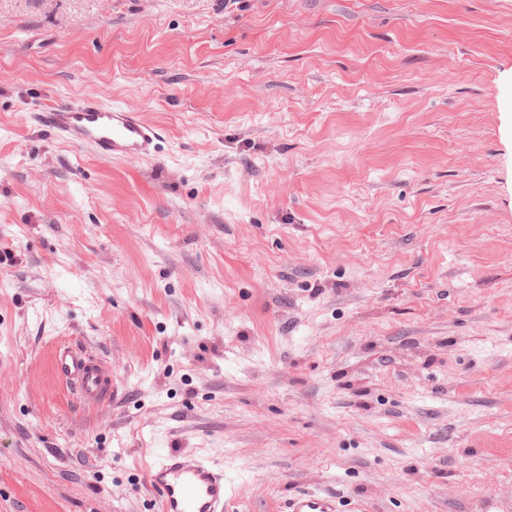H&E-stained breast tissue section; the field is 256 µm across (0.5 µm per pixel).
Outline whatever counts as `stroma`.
I'll list each match as a JSON object with an SVG mask.
<instances>
[{
    "label": "stroma",
    "mask_w": 512,
    "mask_h": 512,
    "mask_svg": "<svg viewBox=\"0 0 512 512\" xmlns=\"http://www.w3.org/2000/svg\"><path fill=\"white\" fill-rule=\"evenodd\" d=\"M165 132L99 160L28 106ZM0 512H512V0H0ZM112 363L83 408L61 340ZM161 512H223L224 469L195 453L170 452L144 470ZM285 512H340L336 496L298 493L288 498Z\"/></svg>",
    "instance_id": "1"
}]
</instances>
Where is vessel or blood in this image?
I'll use <instances>...</instances> for the list:
<instances>
[{
    "label": "vessel or blood",
    "mask_w": 512,
    "mask_h": 512,
    "mask_svg": "<svg viewBox=\"0 0 512 512\" xmlns=\"http://www.w3.org/2000/svg\"><path fill=\"white\" fill-rule=\"evenodd\" d=\"M33 120L41 130L67 143L90 147L105 161L151 158L164 141L158 127L146 124L131 110L107 105L99 96L41 104ZM52 369L86 409L111 405L117 396L111 364L79 345L62 346ZM144 479L159 497L160 512H224V470L201 455L168 453L147 465ZM286 512L339 510L335 496L298 493L289 497Z\"/></svg>",
    "instance_id": "b4317fda"
}]
</instances>
